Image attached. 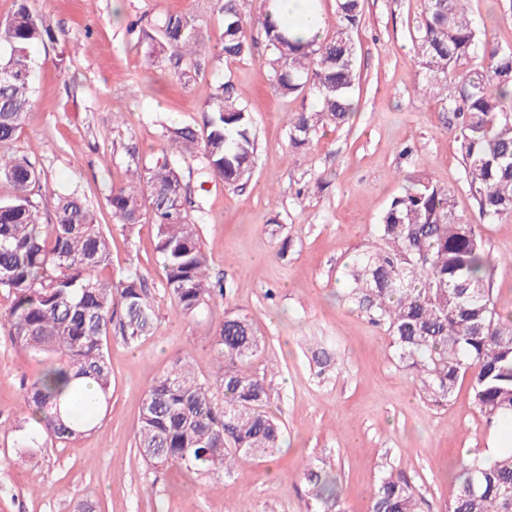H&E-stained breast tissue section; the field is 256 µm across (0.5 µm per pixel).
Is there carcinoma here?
<instances>
[{
    "label": "carcinoma",
    "mask_w": 512,
    "mask_h": 512,
    "mask_svg": "<svg viewBox=\"0 0 512 512\" xmlns=\"http://www.w3.org/2000/svg\"><path fill=\"white\" fill-rule=\"evenodd\" d=\"M250 2L224 0L221 52L229 62L246 57L252 52L246 25L263 28L275 91L309 95L316 103L288 119L291 146L301 149L319 127L342 124L353 112L357 68L350 32L360 23L361 0H336V35L326 41H303L286 24L251 15ZM416 32L421 67L460 119L465 185L480 219L512 216V49L483 38L467 0H423ZM52 38L49 22L30 0H16L11 16L0 21V180L13 189L0 198V289L12 296L0 323L17 348L45 364L27 386L38 428L22 434L24 448L41 447L44 436L76 439L108 409L112 369L106 351L115 308H121L118 333L126 344L154 325L138 278L114 284L98 276L109 265L112 234L98 224L93 208L76 194L35 195L43 170L27 156L6 153L34 107L31 49ZM200 47L190 18L170 15L160 26L155 51L181 61ZM463 68L465 76L448 92V77ZM207 111L202 140L208 174L235 190L256 167L253 112L229 83L218 86ZM170 141L145 176L112 189L108 205L124 231L146 220L154 224L166 288L178 315L187 318L216 302L223 288L209 282L199 227L170 160L173 148L194 143L195 134L174 129ZM45 210L52 212L50 224L43 223ZM348 280L350 302L386 328L428 403L448 404L467 377L487 425L512 420V313L501 315L492 302L482 235L456 213L450 188L429 176L412 178L392 199L378 224L377 244L357 255ZM213 342L220 360L211 376L196 375L185 355L146 392L135 447L147 464L219 475L243 457L280 448L282 426L266 410L264 377L251 367L261 348L254 321L246 314L224 316ZM85 382L96 384L98 399L84 394ZM304 475L314 512H347L323 470L311 464ZM457 481L448 512H512V449L462 459ZM368 512L424 508L405 477L384 474Z\"/></svg>",
    "instance_id": "cac0c4a2"
}]
</instances>
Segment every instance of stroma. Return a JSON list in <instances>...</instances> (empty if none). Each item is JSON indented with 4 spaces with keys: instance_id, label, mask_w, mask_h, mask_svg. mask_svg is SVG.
<instances>
[{
    "instance_id": "35a3bbf8",
    "label": "stroma",
    "mask_w": 512,
    "mask_h": 512,
    "mask_svg": "<svg viewBox=\"0 0 512 512\" xmlns=\"http://www.w3.org/2000/svg\"><path fill=\"white\" fill-rule=\"evenodd\" d=\"M421 5L363 0L351 33L360 75L355 110L293 153L288 116L313 101L274 91L260 29L252 31L250 56L224 60L217 0H38L55 40L34 51L35 106L10 151L36 161L46 191L78 193L111 226L112 258L102 276L139 275L156 318L135 344L110 340L112 397L94 429L34 449L21 447L18 427L28 415L24 385L41 365L0 329V512H75L84 500L100 512H306L309 463L335 478L348 512H367L385 463L410 480L424 512H448L467 451L512 441V424L486 425L468 380L446 406L421 398L385 328L345 296L354 257L375 242L408 177L425 174L452 188L457 214L478 217L463 181L455 116L417 62L412 38ZM468 10L492 43L512 47V0H469ZM171 14L195 21L204 52L193 61L148 55L150 36ZM227 80L255 115L257 166L244 189L231 191L207 175L202 142L177 154L209 276L224 283L210 310L184 319L165 288L153 224L121 231L107 198L126 184L130 167L160 157L169 129L202 132L205 105ZM480 231L493 303L512 312V218ZM229 312L248 315L264 338L253 367L285 426L282 448L210 478L148 466L135 448L148 387L187 354L197 374L209 376L219 356L212 336ZM321 347L336 356L325 372L313 359ZM51 484L64 495H43Z\"/></svg>"
}]
</instances>
